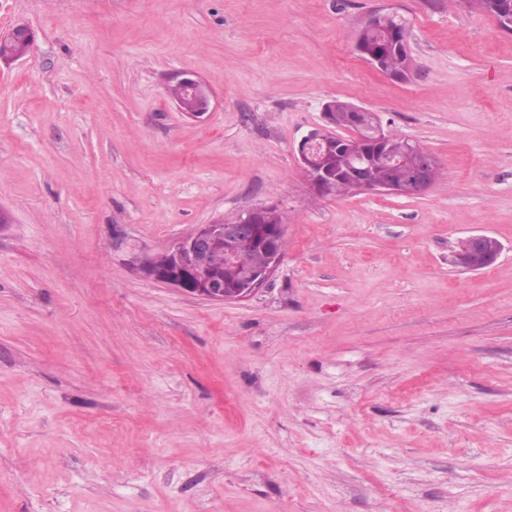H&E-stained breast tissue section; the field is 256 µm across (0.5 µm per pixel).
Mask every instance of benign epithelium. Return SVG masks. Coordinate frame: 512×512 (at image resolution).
Masks as SVG:
<instances>
[{
    "instance_id": "7a95c632",
    "label": "benign epithelium",
    "mask_w": 512,
    "mask_h": 512,
    "mask_svg": "<svg viewBox=\"0 0 512 512\" xmlns=\"http://www.w3.org/2000/svg\"><path fill=\"white\" fill-rule=\"evenodd\" d=\"M179 83L189 91L191 103L176 102L178 110L188 117L202 118L211 106V89L191 78H183ZM350 110L361 118L354 128L352 141L362 143L370 138L376 146L385 143L387 130L377 113L368 112L354 104ZM313 146L322 148L325 154L333 149V145L328 143L326 128L318 126L311 129L300 140L298 154L313 187L320 193H330L336 183V174L320 164L319 157L311 151ZM380 165L384 168L406 166L411 194L419 195L432 184L431 174L437 161L427 150L407 146L397 156L384 153ZM367 172L368 168L359 167L351 170L350 176L362 188L389 194L402 193L401 185L389 178L373 185L368 183ZM268 211L267 207L253 208L234 224H201L193 233L175 244L172 248V262L158 267L146 259L142 269L154 280L201 300L222 303L243 300L252 295L275 271L282 259L279 242L284 238L285 225L269 223ZM226 239L259 249L262 261L237 272L233 254L226 253L224 258H219L220 247ZM503 250L504 245L497 238L484 233L471 234L456 245L452 255L453 263L465 271L484 270L499 259Z\"/></svg>"
}]
</instances>
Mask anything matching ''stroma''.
<instances>
[{"mask_svg":"<svg viewBox=\"0 0 512 512\" xmlns=\"http://www.w3.org/2000/svg\"><path fill=\"white\" fill-rule=\"evenodd\" d=\"M405 16L413 72L354 36ZM0 512H512V32L454 0H0ZM205 81L193 120L168 93ZM443 172L318 193L324 106ZM258 206L283 257L235 302L143 259ZM499 239L479 272L457 240ZM503 250L504 245L497 238L484 233L471 234L456 245L452 260L457 268L476 272L491 267Z\"/></svg>","mask_w":512,"mask_h":512,"instance_id":"35a3bbf8","label":"stroma"}]
</instances>
